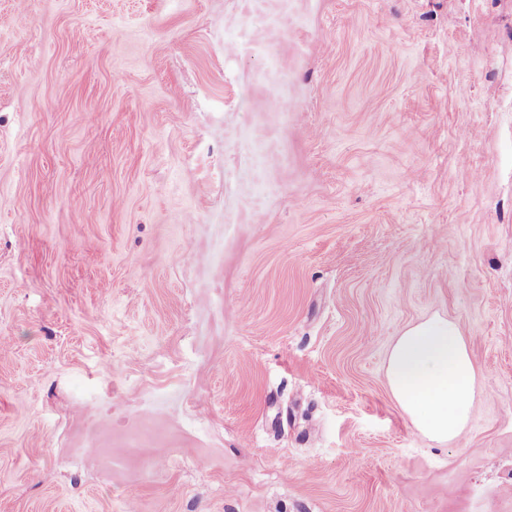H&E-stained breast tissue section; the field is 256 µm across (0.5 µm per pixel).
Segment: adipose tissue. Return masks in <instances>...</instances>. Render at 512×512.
I'll list each match as a JSON object with an SVG mask.
<instances>
[{
    "label": "adipose tissue",
    "mask_w": 512,
    "mask_h": 512,
    "mask_svg": "<svg viewBox=\"0 0 512 512\" xmlns=\"http://www.w3.org/2000/svg\"><path fill=\"white\" fill-rule=\"evenodd\" d=\"M390 393L411 425L438 443L467 427L477 393V368L457 320L435 314L405 328L391 345Z\"/></svg>",
    "instance_id": "1"
}]
</instances>
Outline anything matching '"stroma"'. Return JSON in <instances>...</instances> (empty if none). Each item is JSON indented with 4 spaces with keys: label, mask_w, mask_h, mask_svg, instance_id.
Listing matches in <instances>:
<instances>
[{
    "label": "stroma",
    "mask_w": 512,
    "mask_h": 512,
    "mask_svg": "<svg viewBox=\"0 0 512 512\" xmlns=\"http://www.w3.org/2000/svg\"><path fill=\"white\" fill-rule=\"evenodd\" d=\"M1 338L0 512H512V0H0ZM386 378L411 425L438 443L467 427L477 393V368L459 322L434 314L405 328L391 345Z\"/></svg>",
    "instance_id": "1"
}]
</instances>
